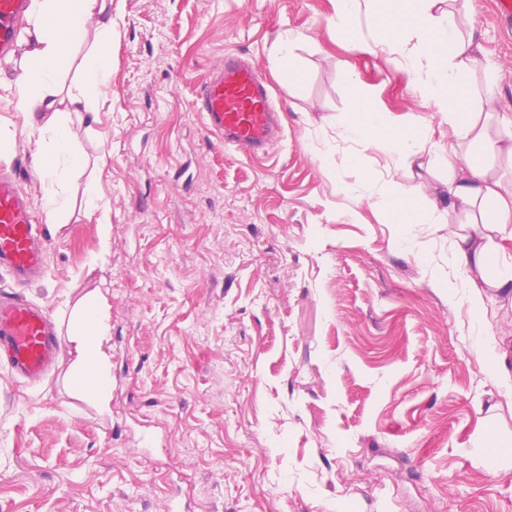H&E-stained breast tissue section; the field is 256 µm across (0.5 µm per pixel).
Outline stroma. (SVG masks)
Returning a JSON list of instances; mask_svg holds the SVG:
<instances>
[{
	"instance_id": "1",
	"label": "stroma",
	"mask_w": 512,
	"mask_h": 512,
	"mask_svg": "<svg viewBox=\"0 0 512 512\" xmlns=\"http://www.w3.org/2000/svg\"><path fill=\"white\" fill-rule=\"evenodd\" d=\"M335 8L112 0V79L96 121L71 123L86 166L66 224L45 225L47 277L25 290L63 336L77 299L105 291L112 400L99 411L64 356L33 384L0 364V512H167L180 477L193 512H512V471L476 459L512 443V378L488 369L512 308L471 306L447 225L395 224L382 198L358 199L390 158L382 142L336 136L359 86L427 126L387 188L420 208L447 195L437 159L455 138L387 54L350 49ZM456 18L480 46L472 99L492 88L512 117V34L493 0H458ZM288 33L290 91L277 61ZM228 52L254 60L281 110L266 153L220 146L194 110ZM1 122L16 145L0 162H22L42 208L43 143L6 95ZM295 38L291 34L285 35L280 39L279 53L280 62L283 67L288 70L289 85L297 79L298 69L296 66V58L294 54Z\"/></svg>"
}]
</instances>
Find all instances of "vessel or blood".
<instances>
[{
  "label": "vessel or blood",
  "mask_w": 512,
  "mask_h": 512,
  "mask_svg": "<svg viewBox=\"0 0 512 512\" xmlns=\"http://www.w3.org/2000/svg\"><path fill=\"white\" fill-rule=\"evenodd\" d=\"M29 0H0V64H13ZM194 109L207 133L224 146L255 154L273 139L275 113L266 79L250 59L225 54L198 92ZM50 242L22 187L21 167L0 166V273L14 290L0 291V353L11 377L45 379L58 362L60 340L52 313L21 294L42 280Z\"/></svg>",
  "instance_id": "vessel-or-blood-1"
}]
</instances>
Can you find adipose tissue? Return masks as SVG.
<instances>
[{
  "label": "adipose tissue",
  "instance_id": "1",
  "mask_svg": "<svg viewBox=\"0 0 512 512\" xmlns=\"http://www.w3.org/2000/svg\"><path fill=\"white\" fill-rule=\"evenodd\" d=\"M444 0H336L334 25L352 50H381L394 57L410 85L432 101L447 117L464 154L461 162L444 160L448 195L428 200L424 209L407 198L393 196L386 204L397 224H453L455 263L469 274L473 300L483 289L512 295V266L494 264L500 246L493 234L512 223V189L492 165L495 157L512 160V132L491 129L481 112L466 104L464 89L477 63L474 33L460 29L454 12L443 11ZM28 25L19 42L20 58L14 80L0 84L12 93L25 123L37 131L44 150L37 167L52 190L44 207L57 225H64L63 193L66 177L80 173L85 159L73 145L68 125L71 115L91 121L97 114L98 94L112 77V0H32ZM371 17V38L358 34L361 10ZM84 48L78 70L83 80L77 91L59 93L56 81L77 48ZM346 142L380 140L402 169L416 157L427 136L380 109L373 94L357 90L352 116L340 128ZM108 301L93 289L76 301L72 328L65 340L70 376L89 385L100 409L111 397V364L105 345L109 340Z\"/></svg>",
  "mask_w": 512,
  "mask_h": 512
}]
</instances>
